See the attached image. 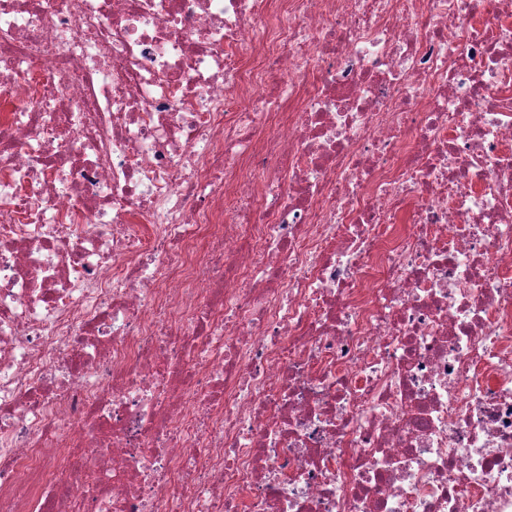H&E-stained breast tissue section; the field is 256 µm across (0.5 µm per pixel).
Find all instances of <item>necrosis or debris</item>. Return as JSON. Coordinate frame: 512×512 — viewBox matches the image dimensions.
<instances>
[{
	"mask_svg": "<svg viewBox=\"0 0 512 512\" xmlns=\"http://www.w3.org/2000/svg\"><path fill=\"white\" fill-rule=\"evenodd\" d=\"M0 512H512V0H0Z\"/></svg>",
	"mask_w": 512,
	"mask_h": 512,
	"instance_id": "necrosis-or-debris-1",
	"label": "necrosis or debris"
}]
</instances>
